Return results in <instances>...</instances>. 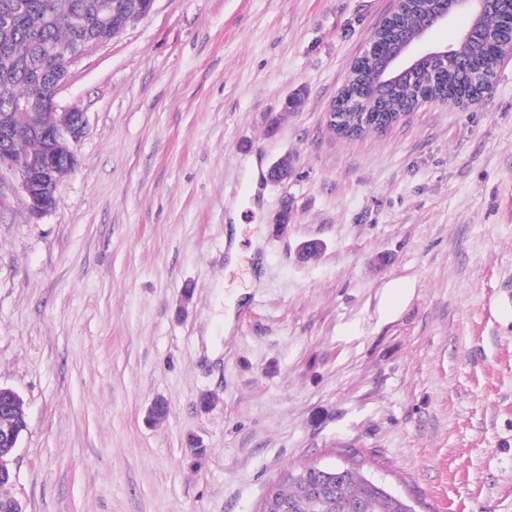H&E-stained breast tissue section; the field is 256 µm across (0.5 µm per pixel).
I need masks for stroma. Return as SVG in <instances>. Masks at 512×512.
I'll use <instances>...</instances> for the list:
<instances>
[{
  "label": "stroma",
  "mask_w": 512,
  "mask_h": 512,
  "mask_svg": "<svg viewBox=\"0 0 512 512\" xmlns=\"http://www.w3.org/2000/svg\"><path fill=\"white\" fill-rule=\"evenodd\" d=\"M392 3L156 0L71 67L57 100L87 125L54 209L0 188L24 512H259L312 463L416 512H512V55L475 103L338 138ZM282 156L286 180L247 179Z\"/></svg>",
  "instance_id": "stroma-1"
}]
</instances>
